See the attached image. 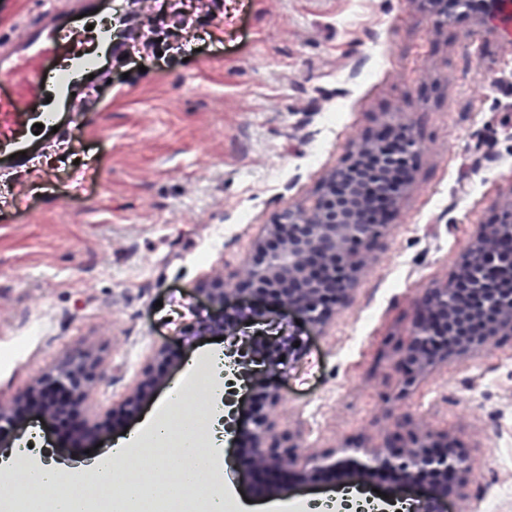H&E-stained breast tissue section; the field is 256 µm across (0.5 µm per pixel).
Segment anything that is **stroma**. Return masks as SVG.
<instances>
[{"mask_svg": "<svg viewBox=\"0 0 512 512\" xmlns=\"http://www.w3.org/2000/svg\"><path fill=\"white\" fill-rule=\"evenodd\" d=\"M112 24L128 51L95 80L92 110L41 142L35 167L0 175V402L86 353L98 431L79 439L34 415L0 457L36 432L76 469L137 431L194 356L227 346L190 331L208 315L198 284L240 272L264 224L367 134L408 126L416 179L347 307L320 330L292 312L242 327L297 345L240 380L227 490L258 512H299L345 487L389 488L346 473L264 491L239 429L261 379L279 394L277 436L299 453L382 447L405 417L471 457L447 512H512V335L407 391L395 355L423 290L512 202V40L463 10L434 27L411 0H115ZM149 372L159 383L125 414Z\"/></svg>", "mask_w": 512, "mask_h": 512, "instance_id": "35a3bbf8", "label": "stroma"}]
</instances>
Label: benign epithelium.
<instances>
[{
  "instance_id": "benign-epithelium-1",
  "label": "benign epithelium",
  "mask_w": 512,
  "mask_h": 512,
  "mask_svg": "<svg viewBox=\"0 0 512 512\" xmlns=\"http://www.w3.org/2000/svg\"><path fill=\"white\" fill-rule=\"evenodd\" d=\"M450 2L473 12L488 31H499L495 18L503 0H413L438 26L448 23ZM418 153L407 129L365 137L348 164L330 170L314 192L264 225L237 287H224L222 274L200 283L196 292L214 313L196 332L242 344L246 367L260 360L275 369L280 357L275 339L243 343L237 326L224 319L230 296L262 297L296 311L314 328L324 327L350 302L364 256L415 180ZM504 279L512 281V210L481 229L446 283L425 289L417 299L407 339L397 348L404 386H412L439 362L465 358L493 338L512 335V284L501 285ZM95 366L89 355L71 358L12 401L1 402L0 447H8L12 432L32 414L66 422L87 411ZM152 383L147 376L124 407L139 410ZM254 389L247 441L252 467L267 490L283 492L292 482L345 471L428 485L424 512H439L444 502L461 495L471 460L448 436L411 429L406 419L383 450L363 452L353 440L331 452L302 456L295 453L292 437L283 444L270 440L274 424L268 410L278 402V393L260 381Z\"/></svg>"
}]
</instances>
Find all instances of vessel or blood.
<instances>
[{
    "label": "vessel or blood",
    "instance_id": "1",
    "mask_svg": "<svg viewBox=\"0 0 512 512\" xmlns=\"http://www.w3.org/2000/svg\"><path fill=\"white\" fill-rule=\"evenodd\" d=\"M111 9L112 0H45L37 19L0 42V165L24 164L38 148L34 130L51 134L71 115L88 75L116 51L110 29H99L93 50L83 40L92 14Z\"/></svg>",
    "mask_w": 512,
    "mask_h": 512
}]
</instances>
